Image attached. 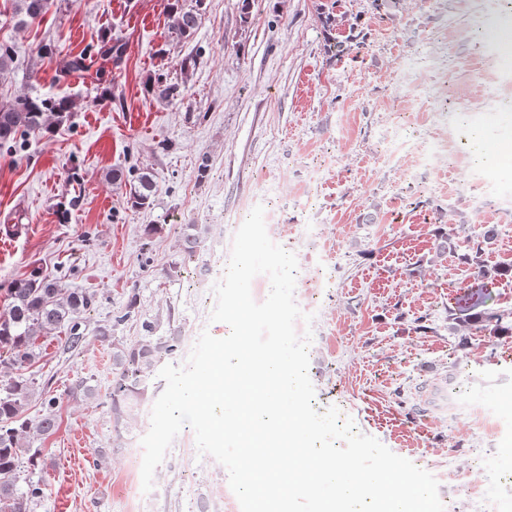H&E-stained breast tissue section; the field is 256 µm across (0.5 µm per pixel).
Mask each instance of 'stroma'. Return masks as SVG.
<instances>
[{
	"instance_id": "obj_1",
	"label": "stroma",
	"mask_w": 512,
	"mask_h": 512,
	"mask_svg": "<svg viewBox=\"0 0 512 512\" xmlns=\"http://www.w3.org/2000/svg\"><path fill=\"white\" fill-rule=\"evenodd\" d=\"M204 2L188 41L169 35L167 0H52L27 26L0 11V42L17 55L0 102L20 95L78 102L20 150H0V227H19L0 238V311L7 285L35 270L96 295L80 319L79 350H68L66 333L54 334L16 373L40 391L29 417L42 413L43 396L61 405L59 430L42 442L36 463L19 468L18 488L45 486L31 512H198L202 501L210 512H238L226 468L199 454L191 428L175 438L145 492L140 438L113 449L107 403H75L66 393L82 377L107 396L112 369L97 356L109 347L96 329L111 323L116 335L137 336L136 321H117L129 300L139 319L172 313L184 342L175 365L185 364L202 332L227 337L229 326L210 319L216 273L245 208L263 196L277 212L279 239H306L312 225L319 231L297 259L302 276L321 262L333 279L335 302L311 325L316 410L338 408L358 432L432 473L448 512H502L494 487L512 474V335L479 336L456 349L448 292L477 291L482 281L452 254L427 277L413 271L430 258L435 211L447 207L460 239L498 225L485 260L512 264V204L504 202L512 177L472 187L452 158L470 141L469 127L449 140L430 104L391 79L398 60L436 42L439 68L424 78L446 89L448 104L464 111L490 101L512 115V99L498 96L501 82L512 83V63L482 43L492 33L493 0H408L394 20L371 0ZM338 11L364 41L361 53L329 52L320 16ZM106 37L123 44L121 62L100 59L94 73L60 75V57ZM46 44L54 55L42 53ZM192 55L196 64L185 66ZM160 74L184 83V101L148 92ZM328 154L340 165L308 187L309 167ZM134 168L156 175L153 202L142 209L130 204L132 179L106 178ZM189 224L211 227L199 274L167 277ZM443 377L453 379L458 401L439 413L423 392ZM78 435L83 444L72 447ZM96 448L102 457H93Z\"/></svg>"
}]
</instances>
